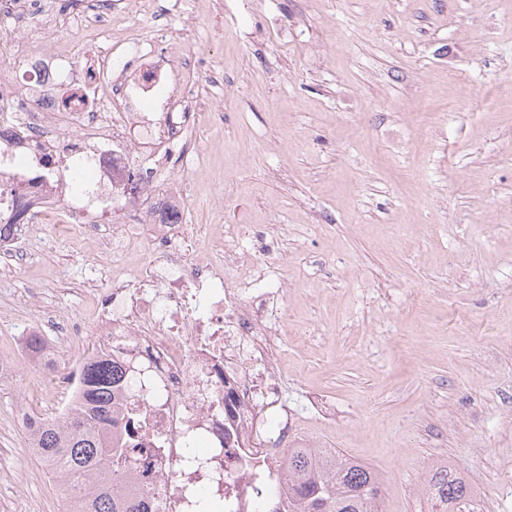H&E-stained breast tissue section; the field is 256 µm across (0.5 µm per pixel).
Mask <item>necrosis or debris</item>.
I'll use <instances>...</instances> for the list:
<instances>
[{"label": "necrosis or debris", "mask_w": 512, "mask_h": 512, "mask_svg": "<svg viewBox=\"0 0 512 512\" xmlns=\"http://www.w3.org/2000/svg\"><path fill=\"white\" fill-rule=\"evenodd\" d=\"M77 2L64 19L45 0H0V38L16 59L0 67V266L20 265L49 214L103 259L143 242L132 273L89 289L87 327L40 321L84 357L147 370L117 408L140 419L138 469H113L114 485L145 490L161 512H196L204 493L224 512H261L296 437L278 401L281 337L252 287L277 260L245 262L223 225L186 221L183 182L165 162L194 139L201 61L173 68L143 27L113 25L132 0Z\"/></svg>", "instance_id": "4bbe7bcc"}]
</instances>
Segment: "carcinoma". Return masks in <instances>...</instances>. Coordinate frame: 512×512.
Here are the masks:
<instances>
[{
  "label": "carcinoma",
  "instance_id": "1",
  "mask_svg": "<svg viewBox=\"0 0 512 512\" xmlns=\"http://www.w3.org/2000/svg\"><path fill=\"white\" fill-rule=\"evenodd\" d=\"M126 369L110 357H98L80 369L76 404L54 417L22 413L27 446L60 482L62 512H156L153 500L129 493L103 478L113 466L133 473L139 451V429L128 420L116 431L117 382ZM285 478L288 508L268 512H377L381 479L369 465L337 450L313 454L288 449ZM430 512H454L470 493L469 483L440 466L425 482Z\"/></svg>",
  "mask_w": 512,
  "mask_h": 512
}]
</instances>
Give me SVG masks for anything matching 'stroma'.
I'll return each instance as SVG.
<instances>
[{"label":"stroma","instance_id":"obj_1","mask_svg":"<svg viewBox=\"0 0 512 512\" xmlns=\"http://www.w3.org/2000/svg\"><path fill=\"white\" fill-rule=\"evenodd\" d=\"M190 217L249 226L278 274L281 402L318 441L382 478L379 512H428L440 462L462 512H512V0H192ZM224 114L222 124L211 112ZM279 224L278 240L262 236ZM51 240L44 249L42 240ZM139 250L100 261L54 216L0 272V355L41 302L80 318ZM306 341H298L297 333ZM41 365L0 379V512H59L19 408L55 415ZM423 491L431 504L430 512H453L455 505L469 496L470 485L448 466H440L431 472Z\"/></svg>","mask_w":512,"mask_h":512}]
</instances>
